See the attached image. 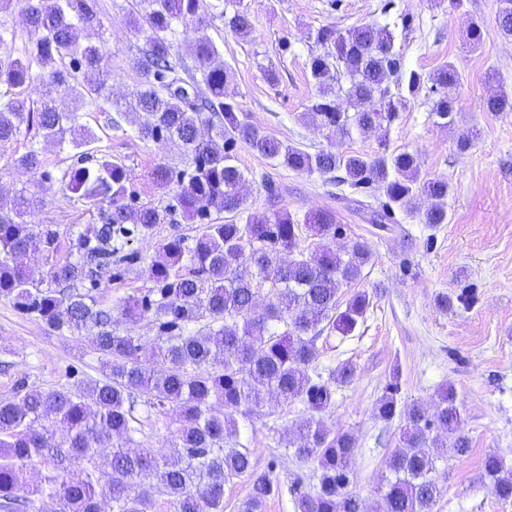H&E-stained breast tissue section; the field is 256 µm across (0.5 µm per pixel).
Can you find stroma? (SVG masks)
Here are the masks:
<instances>
[{
    "mask_svg": "<svg viewBox=\"0 0 512 512\" xmlns=\"http://www.w3.org/2000/svg\"><path fill=\"white\" fill-rule=\"evenodd\" d=\"M245 2L252 17L248 36L225 29L219 0H203L204 30L189 21L177 33L181 57H188L203 33L234 69L228 93L241 122L310 152L414 153L424 179L444 180L449 186L447 223L432 229L408 217L401 230L376 233L365 210L337 199L328 177L293 171L242 143L235 151L251 211L274 205L299 219L329 211L344 226L335 248H345L356 238L372 248L361 278L339 290L343 301L360 291L369 293L372 303L363 323L348 336L324 332L313 364L325 376L345 361L356 368L350 382L337 384L332 406L321 415L325 425L352 431L358 438L353 491L367 512H375L385 460L400 434L399 422L379 420L375 406L395 373L401 405L431 406L438 390L450 384L464 409L471 452L463 459L448 455L438 461L447 491L434 512H512V503L491 493L483 471L490 453L512 466V112H490L484 106L496 88L512 92V37H504L497 27V0H463L456 12L448 10L445 0H393L390 10L384 9L385 0ZM88 3L100 23L88 28L86 36L102 45L112 80L96 108L79 110V122L96 133L103 154L125 165L136 205L166 204L154 171L162 164L183 169L187 156L175 142L139 138L136 117L116 109L144 80L137 60L145 40L129 23L136 0ZM405 13L415 19L413 30L400 27ZM475 21L483 38L473 51L467 34ZM372 22L395 26L396 48L407 70L427 77L442 64L456 65L461 79L446 90L455 103L449 120L436 116L424 92L409 98L383 136L355 132L336 137L304 119L318 96L309 63L319 48L311 32L323 25L344 30ZM270 68L279 75L273 85L265 79ZM464 136L472 142L462 151L458 141ZM33 146L42 160L37 174L14 164ZM76 162L71 146L32 131L0 146V191L23 189L35 195L29 222L54 225L58 232L52 258L34 253L24 259L43 288L53 285L52 264L76 260L77 233L99 221L97 211L61 181L63 171ZM149 286L142 264L124 262L104 274L92 294L100 306L113 308ZM442 294L453 297L452 309L438 306ZM99 370L96 355L75 336L49 330L0 299V400L12 398L21 382L45 390L70 388ZM306 415L301 402L271 399L238 419V445L249 448L256 470L269 473L274 484L261 512H295V486L309 490L316 482L314 464L294 454L296 427Z\"/></svg>",
    "mask_w": 512,
    "mask_h": 512,
    "instance_id": "obj_1",
    "label": "stroma"
}]
</instances>
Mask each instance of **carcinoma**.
<instances>
[{"mask_svg": "<svg viewBox=\"0 0 512 512\" xmlns=\"http://www.w3.org/2000/svg\"><path fill=\"white\" fill-rule=\"evenodd\" d=\"M201 4L137 0V13L129 20L145 38L140 59L145 81L129 101L140 118L138 136L176 140L189 158L188 167L177 172L164 165L155 169L156 186L172 194V202L132 207L125 165L105 156L64 174L68 189L98 212L101 223L77 234V261L51 267L50 277L59 285L54 289L39 287L19 259L30 250L51 257L57 230L27 222L33 198L25 192L0 193V298L53 331L80 335L100 357L102 371V378L74 390L21 384L16 397L0 401V512H40L37 502L44 500L56 504L51 512H104L106 505L109 512H151L164 497L173 512H224V486L244 476L252 492L242 512H259L273 482L255 469L249 449L227 443L238 434L235 415L261 406L272 394L285 403L298 400L309 412L297 427L295 454L317 464V483L299 494L297 512H365L351 489L358 440L320 418L333 404L336 383L350 382L355 367L343 362L324 380L312 375L310 366L324 330L348 336L364 320L369 294L358 292L342 305L339 290L360 279L372 251L360 238L336 250L333 243L344 227L330 211L315 212L302 225L286 210L248 212L245 176L234 152L244 143L294 171L334 173L338 186L369 190L371 201L363 203L369 221L388 231L398 223V211L419 214L420 223L431 228L448 223V182L419 181L420 163L412 153H310L241 122L226 101L234 71L205 36L192 48L201 78L187 80L196 90L195 103L169 90L165 78L183 80L175 26L200 17ZM11 8L18 10L27 40L22 54L14 56L16 30L0 27V87H5L0 144L34 125L43 137L67 142L89 159L96 135L78 123L76 112L60 108L57 95L93 106L112 81L103 49L81 41L82 28L100 20L85 0H0V10ZM221 15L232 33L251 32L243 0H227ZM497 26L512 36V0H499ZM394 42L387 24L317 28L321 51L310 60V74L320 96L303 117L334 135L387 132L408 102L391 83L407 85L411 96L423 87L418 73L405 70ZM458 80L450 62L432 74L429 91L435 94ZM36 81L41 85L36 103L15 92ZM340 96L346 101L343 111L336 107ZM485 107L512 112V95L500 89ZM15 165L36 172L38 150L19 156ZM421 196L430 200L423 212L417 206ZM213 208L247 217L242 224H216L209 221ZM177 211L200 221L203 230L192 246L181 236L158 243L157 258L150 262L135 254L146 263L152 287L122 301V329L112 309L98 306L74 285L95 281L132 234L168 223ZM304 228L324 241L314 252L301 247ZM143 320L158 330L149 360L142 359V337L136 335ZM136 393L146 396L142 415L136 413ZM398 393L394 375L376 405L382 421H401L376 512H433L447 491L437 474L438 459L448 452L465 457L471 450L462 404L451 385L439 390L430 408L403 407ZM168 407L176 416L177 450L157 456L139 447L135 437L144 422ZM34 463L47 474L29 485L23 472ZM483 469L491 492L501 501L512 500V470L504 459L489 454Z\"/></svg>", "mask_w": 512, "mask_h": 512, "instance_id": "obj_1", "label": "carcinoma"}]
</instances>
